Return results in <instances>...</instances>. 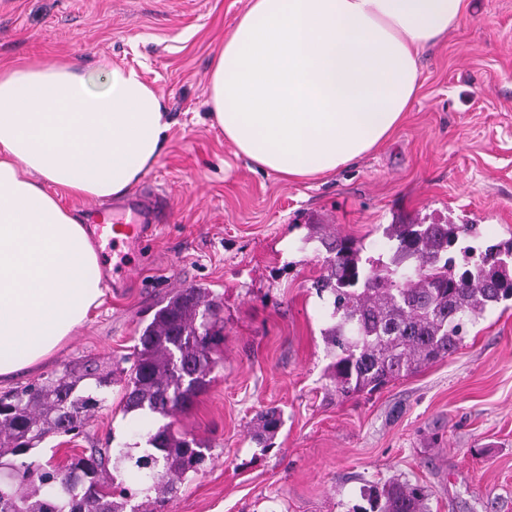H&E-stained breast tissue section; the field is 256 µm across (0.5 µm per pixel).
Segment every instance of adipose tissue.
<instances>
[{
	"instance_id": "obj_1",
	"label": "adipose tissue",
	"mask_w": 512,
	"mask_h": 512,
	"mask_svg": "<svg viewBox=\"0 0 512 512\" xmlns=\"http://www.w3.org/2000/svg\"><path fill=\"white\" fill-rule=\"evenodd\" d=\"M465 0H250L215 55L209 119L238 155L297 180L384 144L420 87L419 49ZM159 92L132 69L101 89L73 63L0 69V380L50 358L105 283L85 220L57 190L124 196L166 150Z\"/></svg>"
}]
</instances>
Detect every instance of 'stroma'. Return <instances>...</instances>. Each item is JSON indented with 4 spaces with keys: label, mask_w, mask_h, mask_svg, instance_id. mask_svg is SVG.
I'll list each match as a JSON object with an SVG mask.
<instances>
[{
    "label": "stroma",
    "mask_w": 512,
    "mask_h": 512,
    "mask_svg": "<svg viewBox=\"0 0 512 512\" xmlns=\"http://www.w3.org/2000/svg\"><path fill=\"white\" fill-rule=\"evenodd\" d=\"M466 14L421 55V87L389 141L336 173L286 180L235 156L206 116L212 59L248 0H0V67L71 59L102 80L136 69L163 96L170 143L131 195L167 200L137 272L114 283L104 247L101 303L41 367L0 392L87 358L117 364L169 293L210 288L224 324L209 383L175 428L209 446L169 512H360L369 490L425 487L431 512H512V307L485 313L463 346L370 395L336 393L312 283L326 252L315 229L387 254L390 224L469 221L484 248L512 238V0H466ZM113 385L78 436L36 451L66 464L133 442L158 416L124 414ZM284 424L271 448L257 415ZM283 415L276 408L261 411L257 416V426L253 437L258 444H263L264 448L269 446L265 443L271 440L283 425Z\"/></svg>",
    "instance_id": "stroma-1"
}]
</instances>
